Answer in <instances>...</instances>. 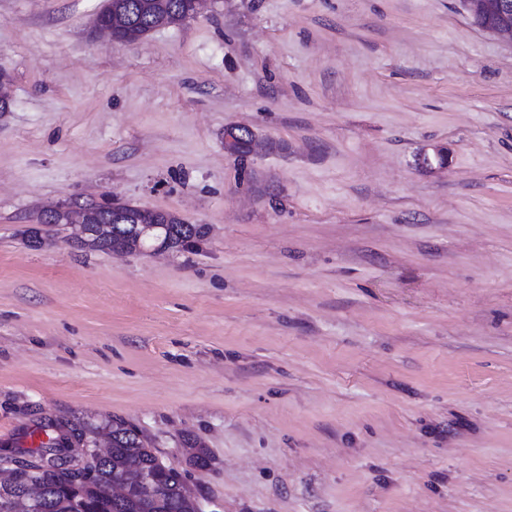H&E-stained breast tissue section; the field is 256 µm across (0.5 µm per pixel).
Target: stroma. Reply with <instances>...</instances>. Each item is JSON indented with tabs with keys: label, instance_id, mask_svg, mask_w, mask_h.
I'll list each match as a JSON object with an SVG mask.
<instances>
[{
	"label": "stroma",
	"instance_id": "35a3bbf8",
	"mask_svg": "<svg viewBox=\"0 0 512 512\" xmlns=\"http://www.w3.org/2000/svg\"><path fill=\"white\" fill-rule=\"evenodd\" d=\"M103 3L0 0V454L117 418L201 512H512V43L460 0H212L121 45ZM105 195L209 233L23 240ZM37 228L23 231V234L30 233L29 239H34L38 245L36 248L42 247L50 238L58 234L60 224H64L65 220L59 218L57 220H48L43 217L42 213L37 214Z\"/></svg>",
	"mask_w": 512,
	"mask_h": 512
}]
</instances>
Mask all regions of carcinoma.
Segmentation results:
<instances>
[{
	"mask_svg": "<svg viewBox=\"0 0 512 512\" xmlns=\"http://www.w3.org/2000/svg\"><path fill=\"white\" fill-rule=\"evenodd\" d=\"M112 14L123 19V25L115 29L116 41L123 43L143 40L159 28L184 23L193 18V7L192 0H112ZM92 212L96 223L87 225L84 237L73 240L77 247L89 251L107 252L118 245L129 253L141 252L143 245L154 243L139 237L142 224L161 225L160 235L172 252L208 234L207 225L189 224L167 211L134 205L115 211L109 205H100ZM62 223V218L48 220L39 213L37 227L28 230L29 238L41 247L58 234ZM39 429L48 436L40 450L49 462L73 448L90 450L102 436L108 437L111 449L91 477L56 468L40 472L36 482L43 488L44 497L33 512H196V499L186 476L160 461L138 430L127 422L114 419L93 424L49 419ZM185 443L191 449L189 465L207 467L210 456L202 442L189 437ZM30 480L28 471L17 469L11 473L9 483H0V512H15L17 498ZM115 480L128 482V494L121 500L112 497Z\"/></svg>",
	"mask_w": 512,
	"mask_h": 512,
	"instance_id": "cac0c4a2",
	"label": "carcinoma"
}]
</instances>
